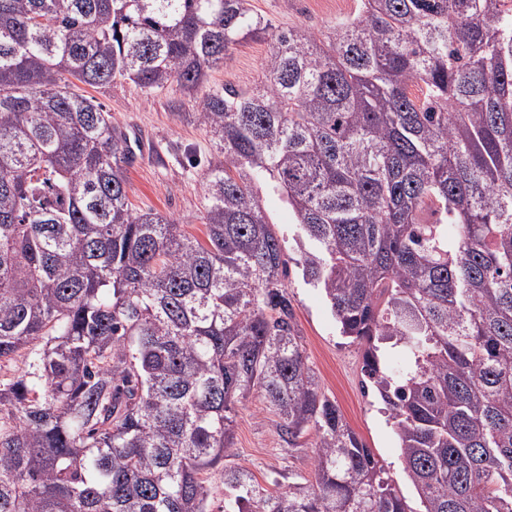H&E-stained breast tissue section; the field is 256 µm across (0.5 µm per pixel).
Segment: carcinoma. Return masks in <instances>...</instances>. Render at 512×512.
Segmentation results:
<instances>
[{
	"instance_id": "carcinoma-1",
	"label": "carcinoma",
	"mask_w": 512,
	"mask_h": 512,
	"mask_svg": "<svg viewBox=\"0 0 512 512\" xmlns=\"http://www.w3.org/2000/svg\"><path fill=\"white\" fill-rule=\"evenodd\" d=\"M203 98L204 239L128 199L92 87ZM301 233L285 255L260 186ZM322 290L393 421L421 512H512V11L359 0L322 38L249 0H0V512H415L306 362L285 275ZM261 392L304 482L234 457Z\"/></svg>"
}]
</instances>
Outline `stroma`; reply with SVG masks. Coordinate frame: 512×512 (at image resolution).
I'll use <instances>...</instances> for the list:
<instances>
[{
	"label": "stroma",
	"instance_id": "obj_1",
	"mask_svg": "<svg viewBox=\"0 0 512 512\" xmlns=\"http://www.w3.org/2000/svg\"><path fill=\"white\" fill-rule=\"evenodd\" d=\"M357 0H249L251 8L279 29L302 26L325 36L350 15ZM269 42L256 37L234 46L223 66L210 71L203 88L185 93L178 85L147 91L129 81L91 88L71 81L77 94L95 97L122 130H136L152 141L147 155L134 157L128 168L129 200L134 209L154 210L173 218H189L186 232L202 236L206 204L202 172L214 154V137L195 114L207 90L231 85L250 89L263 79ZM288 293L307 362L323 393L334 400L348 425L370 448L410 506L419 498L404 474L393 427L362 370L363 348L338 333L336 320L321 291L307 285L296 265H289ZM237 463L250 469L264 487L274 479L310 478L313 454L303 447H284L274 415L259 393L242 399L234 412Z\"/></svg>",
	"mask_w": 512,
	"mask_h": 512
}]
</instances>
